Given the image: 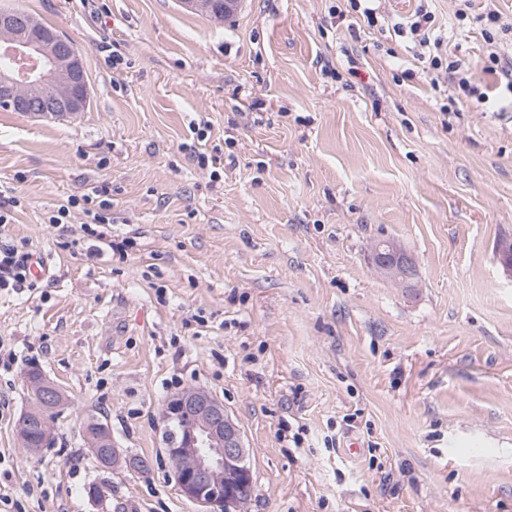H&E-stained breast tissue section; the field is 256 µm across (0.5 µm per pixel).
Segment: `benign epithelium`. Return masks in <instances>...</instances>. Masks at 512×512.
Wrapping results in <instances>:
<instances>
[{"instance_id":"obj_1","label":"benign epithelium","mask_w":512,"mask_h":512,"mask_svg":"<svg viewBox=\"0 0 512 512\" xmlns=\"http://www.w3.org/2000/svg\"><path fill=\"white\" fill-rule=\"evenodd\" d=\"M39 28L29 16H0V46L33 65L0 72V104L33 116L60 112L76 116L90 102L82 55L74 43L60 34L43 29L39 38L27 34ZM373 264L388 277L408 282L415 275L412 259L392 241L373 245ZM42 412L25 410L16 422L22 444H28L27 432L39 431V447L53 443L49 418L61 388L50 380L35 387ZM165 448L180 492L204 507L206 512H237L240 490L253 485L248 449L239 427L224 410V404L202 388H185L169 396L160 412Z\"/></svg>"}]
</instances>
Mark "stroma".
<instances>
[{
	"label": "stroma",
	"mask_w": 512,
	"mask_h": 512,
	"mask_svg": "<svg viewBox=\"0 0 512 512\" xmlns=\"http://www.w3.org/2000/svg\"><path fill=\"white\" fill-rule=\"evenodd\" d=\"M14 2L76 44L90 105L0 110V245L48 261L0 289V490L22 512H204L159 420L195 386L244 434L246 512H512V95L473 102L393 31L426 6L443 62L493 85L486 38L512 58V28L486 0H377L371 27L347 0H239L221 22L182 0ZM202 121L216 182L189 150ZM102 185L123 260L81 208L48 221ZM379 239L411 286L377 270ZM34 369L66 398L37 453L15 432ZM100 415L109 471L83 440ZM373 264L388 277L402 282H408L415 275L412 259L392 241L376 242L372 252ZM84 434L85 441L90 448H92V445L99 440L108 438L107 454L112 457V463H114L115 460H113V455H116V451L115 448H112V438L106 422L99 417L95 418L92 416L88 418L84 426Z\"/></svg>",
	"instance_id": "obj_1"
}]
</instances>
